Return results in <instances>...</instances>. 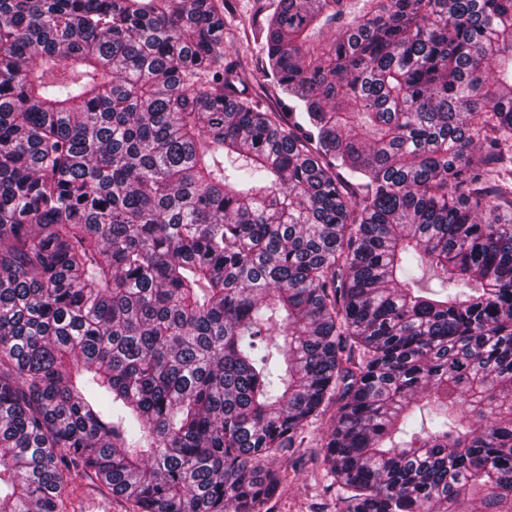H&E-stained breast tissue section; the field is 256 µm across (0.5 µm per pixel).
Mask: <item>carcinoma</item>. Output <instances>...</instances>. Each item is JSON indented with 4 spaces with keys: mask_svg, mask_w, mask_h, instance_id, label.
Returning <instances> with one entry per match:
<instances>
[{
    "mask_svg": "<svg viewBox=\"0 0 512 512\" xmlns=\"http://www.w3.org/2000/svg\"><path fill=\"white\" fill-rule=\"evenodd\" d=\"M0 0V512H512V0ZM272 0H224V64L236 65L240 62L247 64L251 74L245 86V95L260 105L272 111H282L275 89L264 82L258 73L263 57V39L258 36L257 25L253 30L243 28L250 18L258 21L272 7ZM263 11L259 12V9ZM333 411L331 409L330 413ZM328 415L306 428L309 444L308 448H301V453L305 451L306 454L299 459L288 457L285 491L266 505L268 512H336L334 491L325 490L331 480L325 475L324 464L312 448L327 431ZM67 474L66 494L64 497V512H85L84 507L91 499H112V507L109 501L96 503L92 509L98 512H134L130 502L112 498V494L106 486L92 473L83 472L80 469H71Z\"/></svg>",
    "mask_w": 512,
    "mask_h": 512,
    "instance_id": "1",
    "label": "carcinoma"
}]
</instances>
